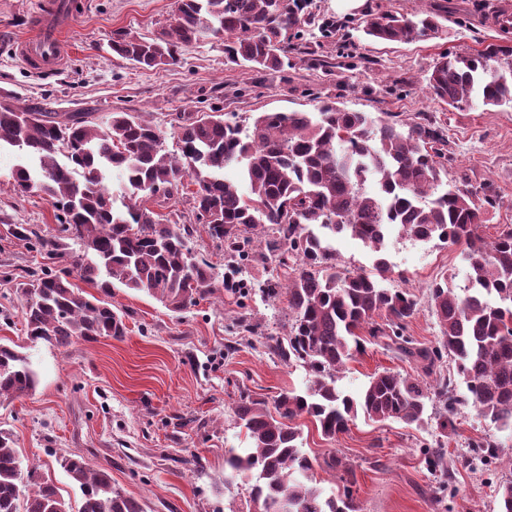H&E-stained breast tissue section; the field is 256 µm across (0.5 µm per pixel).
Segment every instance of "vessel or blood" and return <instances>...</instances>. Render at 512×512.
I'll use <instances>...</instances> for the list:
<instances>
[{"instance_id":"1","label":"vessel or blood","mask_w":512,"mask_h":512,"mask_svg":"<svg viewBox=\"0 0 512 512\" xmlns=\"http://www.w3.org/2000/svg\"><path fill=\"white\" fill-rule=\"evenodd\" d=\"M88 0H41L29 32L12 50L34 70L50 73L64 61L62 43Z\"/></svg>"}]
</instances>
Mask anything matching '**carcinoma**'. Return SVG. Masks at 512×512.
Segmentation results:
<instances>
[{
  "mask_svg": "<svg viewBox=\"0 0 512 512\" xmlns=\"http://www.w3.org/2000/svg\"><path fill=\"white\" fill-rule=\"evenodd\" d=\"M308 0H179L174 21L150 36L119 31L112 54L144 69L177 60L182 49L224 37V58L263 69L288 65L291 41ZM432 13L386 11L366 19L364 34L380 42L410 43L438 34ZM429 95L465 110L480 101L512 105V49L488 44L481 50L443 52L425 78ZM178 153L169 152L159 126L130 112L102 120L93 112H57L11 103L0 107V150L12 149L34 162L12 173L15 194L40 192L52 202L55 233L36 224H0L47 263L19 283L28 338L67 349L76 341L119 338L123 316L112 310V288L145 292L173 313H183L221 286L231 288L239 260L256 264L297 263L294 276L276 278L273 294L285 290L291 323L269 348L284 362L303 364L313 376L302 393L281 392L272 401L246 396L235 408L246 430V456L228 452L230 477L251 482L254 512H362L356 470L337 456L326 466L338 472L329 496L316 486L313 460L303 450L301 418L326 438L348 429L352 416L420 428L436 420L426 464L448 490L452 469L447 443L456 434L459 407L512 431V227L492 241L479 232L483 211L468 188L438 192L447 170L439 164L446 140L431 125L409 127L381 112L349 111L328 98L314 111L261 112L244 131L218 112H180L174 119ZM242 168L248 193L224 177ZM124 176L125 195L115 204L106 181ZM194 221L163 206L185 180ZM373 182L375 188L366 187ZM349 235L377 253L373 269L352 272L311 226ZM412 240L433 238L465 246L471 288L460 295L446 282L430 289L439 328L431 347L404 335L417 313L406 289H387L392 274L384 257L388 227ZM204 231L224 250L227 271L192 254L188 243ZM80 250L69 252V241ZM79 278L100 296L72 282ZM383 317L379 323L376 318ZM416 363V374H372L358 398L336 386L347 364L366 344ZM454 363L444 372L445 359ZM468 397L455 392V377ZM37 376L27 357L0 343V403L27 395ZM434 411L429 415L428 411ZM471 447L485 460L512 467V455L485 439ZM59 465L82 496L79 512H142L139 503L112 486V474L71 453ZM0 512H71L59 488L24 465L14 435L0 429Z\"/></svg>",
  "mask_w": 512,
  "mask_h": 512,
  "instance_id": "obj_1",
  "label": "carcinoma"
}]
</instances>
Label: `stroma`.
Returning <instances> with one entry per match:
<instances>
[{
    "label": "stroma",
    "mask_w": 512,
    "mask_h": 512,
    "mask_svg": "<svg viewBox=\"0 0 512 512\" xmlns=\"http://www.w3.org/2000/svg\"><path fill=\"white\" fill-rule=\"evenodd\" d=\"M177 3L90 0L65 43L66 61L47 75L27 68L9 47L26 33L39 0H0V97L9 94L54 112L137 113L166 132L178 112L233 114L245 128L261 112L313 110L320 97L353 111L389 112L403 123L432 122L447 140L443 186L477 191L486 239L512 226V108L478 104L459 111L433 100L423 86L442 52L490 43L512 47V28L496 20L499 9L512 12V0H362L347 11L337 0H313L315 22L295 40L291 64L282 70L226 62L220 38L190 45L177 63L154 70L112 55L115 32L151 35L171 23ZM420 10L442 15L441 37L382 43L363 32L373 14ZM323 21L336 23L335 39L320 38ZM16 162L14 153L0 154V217L52 231L51 201L10 189ZM462 253V246L414 241L397 228L389 236L387 285L414 294L418 312L406 333L417 345H433L438 334L429 301L433 284L447 281L459 293L468 286ZM276 274L271 263L246 266L240 291H217L181 314L145 293L113 289L112 308L124 317L125 336L80 341L65 350L28 339L15 288L0 282V342L17 346L40 376L28 395L0 404V428L13 432L25 464L51 479L73 512L81 506L80 492L56 463L70 452L109 470L113 485L137 500L142 512H253L249 483L224 478L225 453L242 455L250 446L234 410L244 396L300 392L310 379L302 364L282 362L268 349L269 337L283 335L288 321L287 295L268 298L258 290ZM247 322L261 324L264 337L242 333ZM383 370L411 374L415 364L370 345L337 385L355 395ZM456 425L448 451L457 464L442 500L422 456L434 441L433 425L381 424L359 415L346 432L328 439L308 422L303 444L327 491L336 488L325 465L329 456L356 465L363 512H499L497 489L512 482V470L468 465L469 443L484 438L512 452V433L468 407ZM192 456L199 465H187Z\"/></svg>",
    "instance_id": "1"
}]
</instances>
